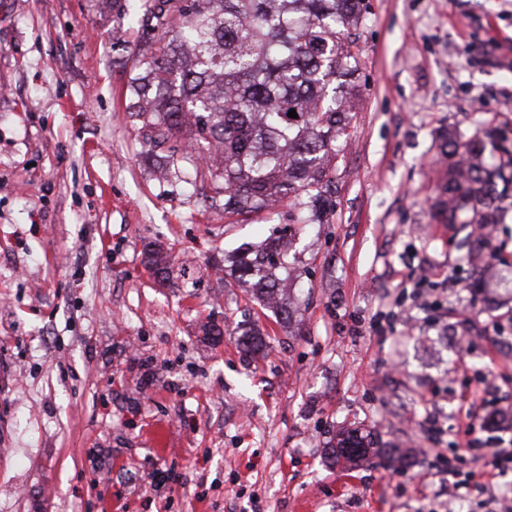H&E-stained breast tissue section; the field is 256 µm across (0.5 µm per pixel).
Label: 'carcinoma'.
<instances>
[{
    "label": "carcinoma",
    "instance_id": "1",
    "mask_svg": "<svg viewBox=\"0 0 512 512\" xmlns=\"http://www.w3.org/2000/svg\"><path fill=\"white\" fill-rule=\"evenodd\" d=\"M365 0H136L122 14L141 32L127 111L150 149L167 146L162 170L186 155L195 178L224 195V214L244 216L282 202L302 224H326L332 206L336 142L355 109L360 57L356 31ZM298 114L288 117L290 110ZM480 140L447 135L448 159L433 203L439 224H495L498 182L512 183V153L495 165ZM292 234L244 246L232 270L260 301L291 321L288 251ZM147 267L163 274L169 257L161 245L145 249ZM241 343L252 353L267 344L257 330ZM380 457L401 466L408 455L379 448L371 433L338 435L329 459L360 465Z\"/></svg>",
    "mask_w": 512,
    "mask_h": 512
}]
</instances>
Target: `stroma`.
I'll return each mask as SVG.
<instances>
[{
  "instance_id": "1",
  "label": "stroma",
  "mask_w": 512,
  "mask_h": 512,
  "mask_svg": "<svg viewBox=\"0 0 512 512\" xmlns=\"http://www.w3.org/2000/svg\"><path fill=\"white\" fill-rule=\"evenodd\" d=\"M365 2L333 212L296 225L285 204L225 217L193 161L158 175L126 110L139 35L103 0H0V512H497L512 497L511 470L467 483L490 459L456 436L480 385L482 437L512 440V332L492 326L512 309V188L477 267L432 210L443 132L512 149V0ZM288 224L286 324L213 264ZM151 242L166 280L144 264ZM354 428L413 465L331 466L329 441ZM439 457L449 470L430 475Z\"/></svg>"
}]
</instances>
